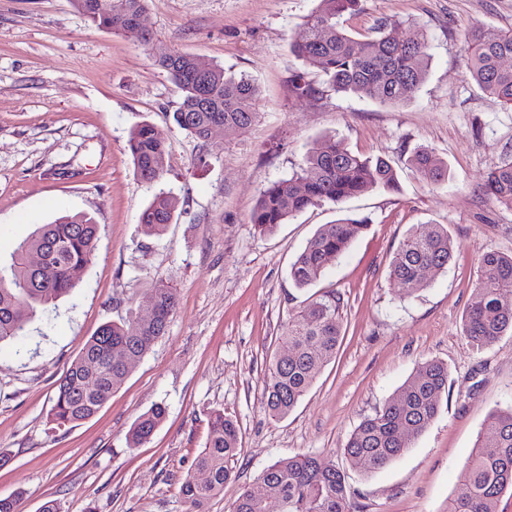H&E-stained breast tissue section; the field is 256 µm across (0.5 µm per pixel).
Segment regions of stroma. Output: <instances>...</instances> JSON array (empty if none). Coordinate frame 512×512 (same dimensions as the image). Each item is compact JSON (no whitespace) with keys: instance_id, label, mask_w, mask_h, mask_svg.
I'll use <instances>...</instances> for the list:
<instances>
[{"instance_id":"stroma-1","label":"stroma","mask_w":512,"mask_h":512,"mask_svg":"<svg viewBox=\"0 0 512 512\" xmlns=\"http://www.w3.org/2000/svg\"><path fill=\"white\" fill-rule=\"evenodd\" d=\"M318 5L147 0L143 25L164 45L259 88V122L202 146L173 124L180 92L135 36L98 27L72 0H0V260L62 213H86L99 226L72 292L0 343V498L22 493L23 512L50 499L59 512H187L180 487L216 411L236 420L241 452L206 512H229L264 469L297 453L344 472L354 512H448L464 494L459 471L485 420L512 404V334L483 348L463 334L479 256L512 254V211L482 188L484 172L512 157V108L466 78L465 34L512 30V0H360L345 19L353 34L393 20L396 38L429 35L428 76L396 106L291 93L303 68L291 39ZM143 122L172 145L151 186L127 151ZM325 135L388 159L398 190L311 207L260 232L250 218L261 191L298 170ZM420 146L447 161V185L430 187L410 168ZM162 191L178 208L162 235H149L139 217ZM347 215L369 218L368 229L317 282L297 288L291 263L321 225ZM434 224L447 228L453 259L398 298L392 256L411 227ZM160 279L178 302L165 336L98 413L54 427L50 399L68 363L103 324L144 310ZM332 291L341 298L336 356L287 418L272 419L263 390L288 319ZM429 359L448 366L434 420L386 467L353 466L344 454L351 433ZM157 403L163 422L129 447L132 424Z\"/></svg>"}]
</instances>
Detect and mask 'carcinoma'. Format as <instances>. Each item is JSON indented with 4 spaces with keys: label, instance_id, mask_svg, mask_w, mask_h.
<instances>
[{
    "label": "carcinoma",
    "instance_id": "obj_1",
    "mask_svg": "<svg viewBox=\"0 0 512 512\" xmlns=\"http://www.w3.org/2000/svg\"><path fill=\"white\" fill-rule=\"evenodd\" d=\"M147 0H72L75 9L92 23L114 33H135L154 44L151 33L138 27ZM358 0H319L291 42L292 52L324 76V88L310 83L305 73L293 75L292 91L300 97H318L324 89L338 95L369 96L381 104L412 100L429 68L428 35L400 40L387 33L397 22L380 24L377 35L356 37L341 19L355 11ZM469 58L466 76L487 95L512 106V30L475 29L465 36ZM154 64L181 90L172 118L199 143L205 144L214 126L244 133L258 120L257 85L245 75L235 77L224 67L205 63L196 55L176 50L158 51ZM134 172L151 185L167 167L171 146L154 127L142 123L128 138ZM410 167L427 184L448 182V164L433 149L421 147L409 159ZM398 176L384 158L363 157L340 140L328 137L311 148L298 171L273 182L260 196L251 223L270 231L296 214L324 203L339 205L374 190H395ZM486 194L512 211V160L491 167L483 177ZM178 199L156 194L140 216L147 234L160 235L177 210ZM366 217H345L324 224L308 241L290 268L302 288L319 280L331 258L341 256L351 241L367 229ZM98 238V224L86 213L65 214L43 224L18 244L8 265H0V342L22 333L37 308L55 303L75 287V273L88 265ZM41 253L42 266L33 268L28 255ZM453 259L448 229L432 225L422 234L412 228L400 243L389 266L396 294L406 297L426 285L423 270L445 269ZM157 310L155 318L109 322L99 328L57 381L49 409L50 422L65 427L94 416L125 382L132 368L165 335L177 306L175 289L159 280L148 289ZM512 333V255L486 251L479 258V274L463 321L464 336L485 347ZM341 336L340 298L324 295L311 301L288 320L283 348L273 359L264 387L269 415L283 419L308 392L314 379L336 355ZM448 382L445 364L422 362L374 414L352 432L344 453L365 473L384 468L409 448L435 418ZM165 408L153 405L142 413L128 435L136 448L160 425ZM237 424L224 413L211 415L204 448L197 454L180 493L188 512H203L211 499L224 492L230 466L240 454ZM466 494L448 503V512H494L504 490L512 488V405L492 412L481 428L475 448L461 467ZM262 487L282 505V512H353L345 474L311 454L282 457L269 465L232 504L231 512H263L254 495Z\"/></svg>",
    "mask_w": 512,
    "mask_h": 512
}]
</instances>
